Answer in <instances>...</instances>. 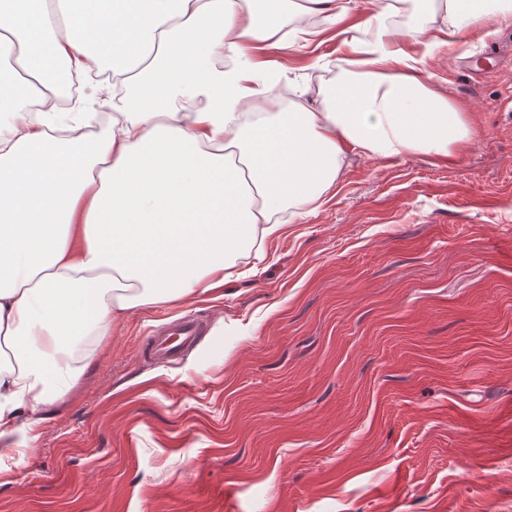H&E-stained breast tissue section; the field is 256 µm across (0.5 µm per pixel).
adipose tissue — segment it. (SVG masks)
I'll use <instances>...</instances> for the list:
<instances>
[{
    "label": "adipose tissue",
    "mask_w": 512,
    "mask_h": 512,
    "mask_svg": "<svg viewBox=\"0 0 512 512\" xmlns=\"http://www.w3.org/2000/svg\"><path fill=\"white\" fill-rule=\"evenodd\" d=\"M353 0H0V439H37L42 412L86 375L113 323L139 307L222 287L238 259L316 211L347 147L393 159H446L474 133L432 90L377 0L374 40L341 65L320 104L262 112L248 51L310 40L308 19L339 23ZM448 34L512 18V0H446ZM292 29H285V22ZM109 73L103 135L67 140L58 111L73 74ZM51 75L49 93L34 86Z\"/></svg>",
    "instance_id": "1"
}]
</instances>
